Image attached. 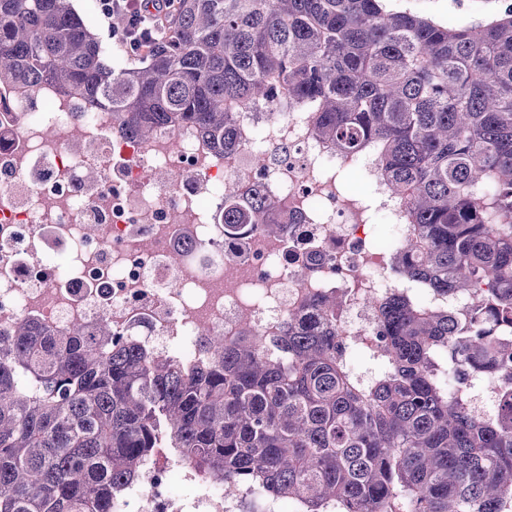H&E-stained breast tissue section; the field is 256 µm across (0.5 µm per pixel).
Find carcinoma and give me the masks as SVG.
<instances>
[{
	"label": "carcinoma",
	"instance_id": "1",
	"mask_svg": "<svg viewBox=\"0 0 512 512\" xmlns=\"http://www.w3.org/2000/svg\"><path fill=\"white\" fill-rule=\"evenodd\" d=\"M18 83L106 106L143 141L190 123L223 153L248 107H303L340 155L376 157L408 236L367 346L336 327L334 293L276 357L247 326L187 364L112 342L107 321H19L0 335V512H112L159 451L302 512H512V6L459 27L383 0H181L117 69L73 0H0V93ZM274 212L230 180L219 223L276 236Z\"/></svg>",
	"mask_w": 512,
	"mask_h": 512
}]
</instances>
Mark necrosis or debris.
Instances as JSON below:
<instances>
[{
    "label": "necrosis or debris",
    "mask_w": 512,
    "mask_h": 512,
    "mask_svg": "<svg viewBox=\"0 0 512 512\" xmlns=\"http://www.w3.org/2000/svg\"><path fill=\"white\" fill-rule=\"evenodd\" d=\"M245 127L219 155L188 124L142 141L118 130L110 109L56 86L10 89L0 104V332L27 318L55 330L105 319L156 358L189 362L203 354L200 328L228 343L245 325L271 338L315 296L334 292L344 334L373 338L376 303L397 289L385 256L406 226L379 190L372 205L392 233L373 249L362 199L336 182L349 167L373 177L372 156L345 159L306 113L275 102L248 113ZM90 169L98 180L87 179ZM230 180L277 199L281 236L225 240L216 219ZM177 479L190 496L172 492ZM112 512L238 510L223 483L162 453L113 497Z\"/></svg>",
    "instance_id": "4bbe7bcc"
}]
</instances>
